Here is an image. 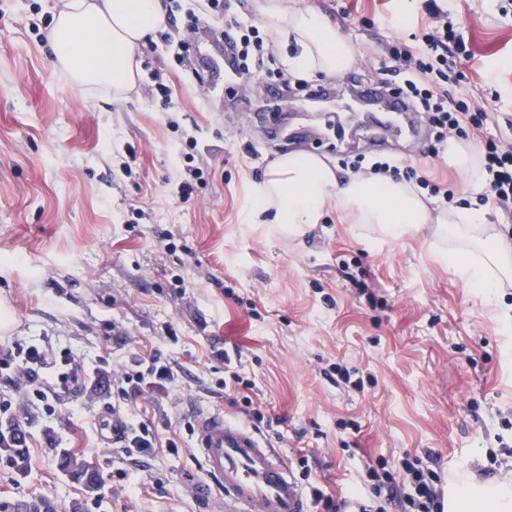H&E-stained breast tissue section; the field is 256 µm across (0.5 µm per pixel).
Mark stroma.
<instances>
[{"instance_id":"stroma-1","label":"stroma","mask_w":512,"mask_h":512,"mask_svg":"<svg viewBox=\"0 0 512 512\" xmlns=\"http://www.w3.org/2000/svg\"><path fill=\"white\" fill-rule=\"evenodd\" d=\"M227 11L267 37L270 55L243 91L224 65L223 45L197 37L178 66L163 33L138 50L136 91L117 99L86 92L54 72L45 33L58 0H0V353L50 340L86 372L119 367L134 354L174 360L175 381L153 401L121 403L117 387L70 388L55 415L35 417L17 387L0 380L19 422H31L27 469L0 464V502L42 498L58 512L101 500L99 512H206L192 492L203 477L193 436L195 409L228 404L218 350L254 384L266 417L258 432L297 472L347 496L367 467L410 456L471 484L512 482V283L485 298L438 257L448 242L434 225L392 238L352 223L335 206L291 237L244 223L252 184L275 159L301 150L344 177L354 164L396 157L445 183L457 207H479L463 177L430 141L387 136L370 151L368 130L345 106L342 75L281 81L296 45L257 15L253 0ZM325 14L353 42L358 81L390 78L391 48L413 44L424 0H296ZM471 58L450 94L490 101L512 121V0H443ZM171 89L162 101L157 82ZM330 86L323 109L307 92ZM199 170L194 198L181 202L175 175ZM117 405L128 422L154 420L178 452L128 468L100 437ZM83 458L97 474L88 491L65 475L59 456ZM494 474L468 475L489 465Z\"/></svg>"}]
</instances>
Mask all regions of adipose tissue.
<instances>
[{
  "label": "adipose tissue",
  "instance_id": "ef3b65f1",
  "mask_svg": "<svg viewBox=\"0 0 512 512\" xmlns=\"http://www.w3.org/2000/svg\"><path fill=\"white\" fill-rule=\"evenodd\" d=\"M255 9L269 27L298 44L299 54L288 61L291 72L336 75L353 62L355 45L321 13L289 7L288 0H255ZM166 20L162 0H60L45 37L55 70L71 85L119 98L137 85L140 45ZM331 203L357 223L379 225L393 238L437 225L452 241L441 260L484 296L512 280V238L487 223L482 212L467 207L433 211L417 188L394 175L341 178L323 158L305 152L275 160L265 180L252 188L246 221L271 224L293 236L318 223ZM448 512H512V486L459 484Z\"/></svg>",
  "mask_w": 512,
  "mask_h": 512
}]
</instances>
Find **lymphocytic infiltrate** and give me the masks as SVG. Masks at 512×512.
<instances>
[{
    "label": "lymphocytic infiltrate",
    "instance_id": "obj_1",
    "mask_svg": "<svg viewBox=\"0 0 512 512\" xmlns=\"http://www.w3.org/2000/svg\"><path fill=\"white\" fill-rule=\"evenodd\" d=\"M169 13L179 15L180 24L174 27L177 37L174 58L185 63L192 47L189 33L199 30L213 20L223 23L222 34L233 50V64L241 75H248L253 60L262 59L267 48L259 29L246 28L224 12V0H196L193 7H182L180 0H170ZM429 22L422 26L423 36L418 48L391 53V72L404 75L405 86L417 109L429 115L437 142L446 141L452 132L471 127L483 132L493 120L487 104L450 96L446 82H458L463 76L467 60L465 42L448 23V13L436 0L428 5ZM484 174L486 202L512 210V140L500 137L488 140L480 156ZM53 376L50 384L42 383V376ZM79 367L67 352H53L39 344L18 345L0 356V377L20 379L30 383L25 393L28 403L45 415H54L62 403V396L71 384L77 383ZM174 378L171 361L158 352L148 356L136 355L126 362L115 381L124 402L146 399L154 391L163 390ZM115 442L130 466L136 467L144 458L153 456L159 448L177 449L174 439H161L151 422L127 423L120 415H113ZM299 475L308 481L309 501L316 512H389L397 506L400 512H441L444 496V478L441 472L422 465L421 461L403 458L399 469L367 468L369 492L352 494L344 500L333 499L326 488L311 484V470L302 467Z\"/></svg>",
    "mask_w": 512,
    "mask_h": 512
}]
</instances>
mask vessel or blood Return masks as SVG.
<instances>
[{
  "instance_id": "vessel-or-blood-1",
  "label": "vessel or blood",
  "mask_w": 512,
  "mask_h": 512,
  "mask_svg": "<svg viewBox=\"0 0 512 512\" xmlns=\"http://www.w3.org/2000/svg\"><path fill=\"white\" fill-rule=\"evenodd\" d=\"M361 95L368 100L386 98L388 111L404 116L407 135L421 136L402 96H384L376 87L362 90ZM193 435L205 469L194 493L209 501L210 512H308L284 459L245 423L227 418L220 410L200 409L194 414Z\"/></svg>"
}]
</instances>
